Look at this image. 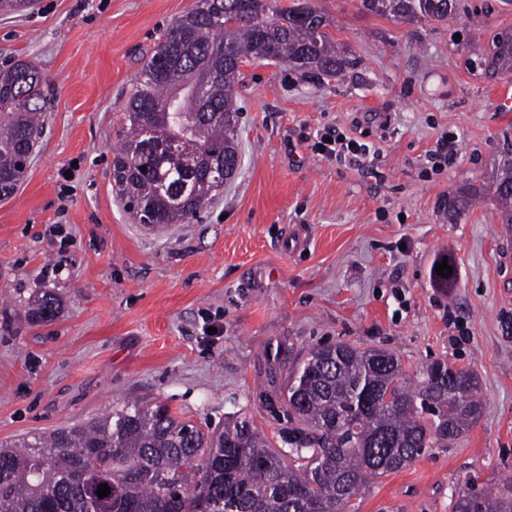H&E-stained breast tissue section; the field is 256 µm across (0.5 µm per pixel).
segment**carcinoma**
<instances>
[{"label":"carcinoma","instance_id":"carcinoma-1","mask_svg":"<svg viewBox=\"0 0 512 512\" xmlns=\"http://www.w3.org/2000/svg\"><path fill=\"white\" fill-rule=\"evenodd\" d=\"M364 11L409 24L455 18L461 0H361ZM306 0L195 4L160 37L123 111L112 180L136 220L187 224L223 187L213 161L238 159L236 87L243 60L266 55L313 77L352 66ZM490 77L512 72V34L495 35L478 58ZM43 79L30 62L0 69V198L14 194L41 135ZM501 223L512 229V138L498 150L490 183ZM472 197L448 199V219ZM37 322L58 313L36 297ZM288 449L271 447L249 417L203 432L154 401H131L99 418L0 443V512H349L372 478L447 445L483 413L471 369L436 360L408 375L382 350L315 347L288 380ZM110 493L98 497L99 486ZM452 512H512V484L451 498Z\"/></svg>","mask_w":512,"mask_h":512}]
</instances>
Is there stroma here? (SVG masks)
Segmentation results:
<instances>
[{"mask_svg": "<svg viewBox=\"0 0 512 512\" xmlns=\"http://www.w3.org/2000/svg\"><path fill=\"white\" fill-rule=\"evenodd\" d=\"M354 64L311 80L249 59L237 88L241 169L198 220L137 223L112 189V147L133 82L194 0H36L0 11V67L46 80L44 132L16 192L0 199V443L90 421L132 399L165 403L202 430L250 415L272 447L288 425L292 367L339 341L473 369L481 419L446 447L373 479L354 512H450L452 494L512 480V232L486 186L512 112L502 79L468 60L512 32V0H464L413 25L311 0ZM387 116L359 138L372 169L322 158L328 129ZM458 154L433 171L438 137ZM470 211L448 218L449 197ZM454 287H436L442 254ZM59 310L30 308L43 292ZM33 303L31 313L37 322L51 321L58 313L57 299L50 293L37 296Z\"/></svg>", "mask_w": 512, "mask_h": 512, "instance_id": "obj_1", "label": "stroma"}]
</instances>
